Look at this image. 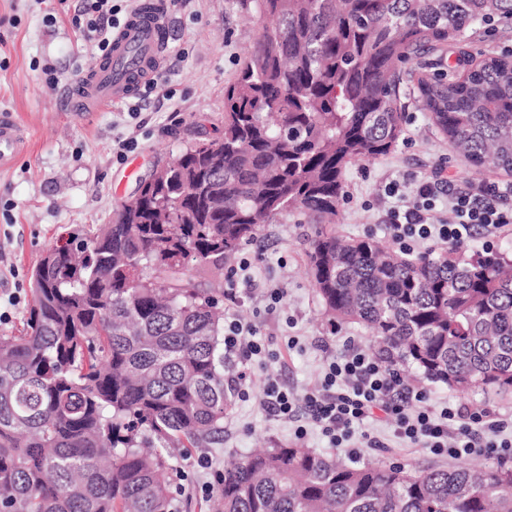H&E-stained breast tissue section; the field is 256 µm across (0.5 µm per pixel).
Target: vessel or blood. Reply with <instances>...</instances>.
Wrapping results in <instances>:
<instances>
[{
	"instance_id": "obj_1",
	"label": "vessel or blood",
	"mask_w": 512,
	"mask_h": 512,
	"mask_svg": "<svg viewBox=\"0 0 512 512\" xmlns=\"http://www.w3.org/2000/svg\"><path fill=\"white\" fill-rule=\"evenodd\" d=\"M169 0H138L134 12L113 31L108 52L60 92L67 112H100L128 101L157 80L165 67L170 38ZM29 149V133L13 113H0V170H7Z\"/></svg>"
}]
</instances>
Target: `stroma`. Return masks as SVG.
<instances>
[{
  "instance_id": "obj_1",
  "label": "stroma",
  "mask_w": 512,
  "mask_h": 512,
  "mask_svg": "<svg viewBox=\"0 0 512 512\" xmlns=\"http://www.w3.org/2000/svg\"><path fill=\"white\" fill-rule=\"evenodd\" d=\"M77 0H0V112L10 111L30 132L28 153L9 171L0 172V332L23 324L29 301L30 273L44 249L66 227L105 223L112 208L130 196L140 177L189 144L221 135L224 87L232 82L258 27L240 0H172L173 39L157 91L145 98L77 117L58 107V91L46 83L43 66L53 67L60 83L74 80L100 59L70 23ZM55 23H48V16ZM512 48V19L493 16L474 30L449 40L437 51L413 59L415 76L437 73L447 77L486 56L504 55ZM405 105L404 134L388 155L346 167L347 196L335 225L347 239L372 237L384 245L392 240L383 226L388 201L384 187L403 183L413 193V176L443 168L461 186L473 183L467 163L431 125L416 86L401 97ZM135 148L118 155L120 142ZM314 230L288 216L265 225L242 255L253 256L250 269L239 272L236 302H225L224 314L256 326L265 341L264 354L242 365L239 357L224 359V374L247 371L248 397H235L224 420V440L196 448L174 462L178 490L175 512H207L209 485L225 459L255 448L303 443L350 461L402 463L407 467L453 466L395 434L389 422L370 421L353 447L331 446L317 428L296 438V422L274 416L262 404L268 376L288 386L296 400L319 381L325 360L343 354L348 344L370 349V338L356 324L330 326L306 273L303 240ZM284 297L270 306L269 289ZM434 407H479L512 416V391L461 396L442 385L424 384ZM381 440L378 448L367 437ZM212 465L200 467V456Z\"/></svg>"
}]
</instances>
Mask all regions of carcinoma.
<instances>
[{
	"label": "carcinoma",
	"instance_id": "carcinoma-1",
	"mask_svg": "<svg viewBox=\"0 0 512 512\" xmlns=\"http://www.w3.org/2000/svg\"><path fill=\"white\" fill-rule=\"evenodd\" d=\"M258 34L224 87L222 136L181 150L107 224L70 232L32 274L20 334L0 335V512H171L175 453L224 437L222 270L298 215L329 320L393 367L468 395L512 390V257L401 256L336 223L345 167L389 154L400 84L424 47L512 0H251ZM436 130L476 175L512 177V56L420 77ZM211 512H512V466L350 465L300 446L242 456Z\"/></svg>",
	"mask_w": 512,
	"mask_h": 512
}]
</instances>
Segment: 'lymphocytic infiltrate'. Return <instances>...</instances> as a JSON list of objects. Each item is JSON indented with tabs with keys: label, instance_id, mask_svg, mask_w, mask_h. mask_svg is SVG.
I'll return each instance as SVG.
<instances>
[{
	"label": "lymphocytic infiltrate",
	"instance_id": "1",
	"mask_svg": "<svg viewBox=\"0 0 512 512\" xmlns=\"http://www.w3.org/2000/svg\"><path fill=\"white\" fill-rule=\"evenodd\" d=\"M121 5L114 0H80L70 22L85 40L106 52ZM384 192L394 204L385 224L401 250H411L419 240L437 241L454 247L469 243L477 230L491 231L512 223V206L503 204L512 185L479 184L454 189L442 169L417 181V201H404L400 183L385 185ZM269 411L296 420L302 412L333 445L350 440L356 426L382 411L396 427L399 438L430 449L437 455L459 459L476 452L512 454V436H506V422L485 410L446 406L434 408L429 395L404 383L382 358L363 349L349 347L327 361L321 387L296 404L276 380H268L263 392Z\"/></svg>",
	"mask_w": 512,
	"mask_h": 512
}]
</instances>
